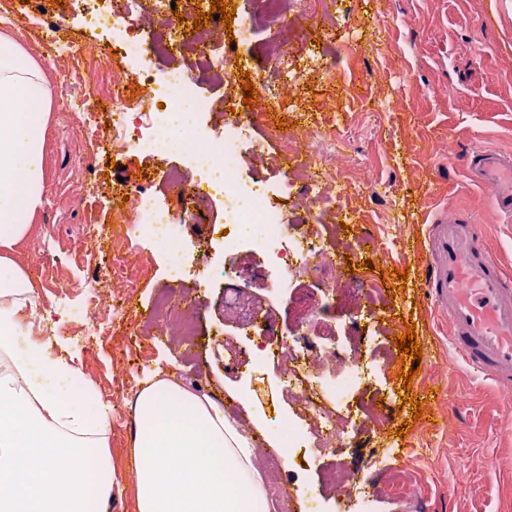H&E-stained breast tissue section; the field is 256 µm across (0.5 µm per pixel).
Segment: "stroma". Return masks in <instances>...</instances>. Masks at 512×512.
<instances>
[{
	"label": "stroma",
	"instance_id": "35a3bbf8",
	"mask_svg": "<svg viewBox=\"0 0 512 512\" xmlns=\"http://www.w3.org/2000/svg\"><path fill=\"white\" fill-rule=\"evenodd\" d=\"M331 13V20L297 27L294 45L297 57L324 55L332 79L307 72L294 93L284 96L281 108L284 116L305 113L321 123L328 119L323 104L335 98L349 112L343 152L350 170L344 192L335 201L351 215L346 236L355 241L369 232L386 244L394 230L402 232V247L387 262L374 260L366 250L352 252L350 263L359 270L364 261H371L370 278L380 281L393 298V318L408 316L415 322L422 350L421 359L410 356L402 364L378 365L375 375L348 400L349 407L357 409L373 396L386 398L385 440L396 449L386 462L410 466L422 482V501L382 498L376 512H512V400L455 360L448 346V324L424 294L431 270L417 256L433 239L436 218L453 209L466 210L481 224L494 255L512 270V223L496 215L491 190L473 185L463 167L475 125L485 127L488 147L512 154V0H335ZM59 17L68 37L111 45L108 31L86 28L73 8L50 2L42 7L37 0H14L12 22L0 23V35L37 56L51 92L50 121L42 134L44 203L29 217L28 233L14 247L15 260L30 275L41 271L44 260L58 262L35 297L30 317L35 324L57 309L58 288L110 266L112 210L125 190L148 186L161 202L173 206L177 199L166 186L168 172L182 170L188 181L196 177L177 156L161 160L134 149L99 150L100 139L112 132V99L100 90L85 91L94 108L88 133L77 136L66 127L56 72L75 68L76 63L54 51L38 53L34 46ZM450 86L455 96H447ZM80 158L87 164L86 201L75 205L72 168ZM196 213L197 227L185 229L188 247L201 259L223 262L224 253L211 234L212 225L224 221L220 203H197ZM93 224L98 227L94 237L88 232ZM399 269L408 272L402 291L395 275ZM201 272L200 266H189L186 277L176 282L156 260L139 280L133 302L142 312H149L159 297L186 295L194 303L198 324L195 336L165 339L156 342L147 357H131L130 378L141 384L181 356L178 377L213 397L225 412L240 415L251 434L260 435L263 419L287 411L288 402L279 394L275 367L252 373L242 363L225 365L226 343L247 352L259 342L252 328L225 318V290L232 287L272 303L277 333L289 336L295 329L300 289L316 287L317 282L303 274L296 277L294 288L276 293L260 288L247 271L231 282L217 279L200 288L196 279ZM323 312L335 334L331 345L340 353H347L356 341L373 352L395 343L382 327L347 310L339 297L328 296ZM55 346L66 351L107 401L112 359L133 343L124 328L116 326L106 341L91 347L64 339ZM404 366L419 369L407 390L397 376ZM250 385L258 395L245 414L238 394ZM410 393L422 402L420 414L404 403ZM457 395L465 401L452 416L448 400ZM419 448L426 449V456H416ZM374 455L373 442L355 439L334 456L283 459L280 479L293 493L288 512H304L306 500L298 492L315 488L321 489L327 512H340L337 493L321 487L320 472L340 458L360 470ZM487 455L498 462L491 480L477 466Z\"/></svg>",
	"mask_w": 512,
	"mask_h": 512
}]
</instances>
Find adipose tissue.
<instances>
[{
    "label": "adipose tissue",
    "instance_id": "adipose-tissue-1",
    "mask_svg": "<svg viewBox=\"0 0 512 512\" xmlns=\"http://www.w3.org/2000/svg\"><path fill=\"white\" fill-rule=\"evenodd\" d=\"M51 112L42 66L0 37V512H106L109 408L90 403L81 371L32 335L34 289L10 253L45 181L41 133ZM128 439L136 512H256L264 478L248 429L176 377L155 373L132 403Z\"/></svg>",
    "mask_w": 512,
    "mask_h": 512
}]
</instances>
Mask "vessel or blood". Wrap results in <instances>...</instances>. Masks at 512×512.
<instances>
[{
  "mask_svg": "<svg viewBox=\"0 0 512 512\" xmlns=\"http://www.w3.org/2000/svg\"><path fill=\"white\" fill-rule=\"evenodd\" d=\"M468 178L492 190L497 211L512 217V157L486 147L482 127L471 131ZM442 266L425 288L448 319L449 345L467 369L512 387V276L485 246L473 215L449 213Z\"/></svg>",
  "mask_w": 512,
  "mask_h": 512,
  "instance_id": "obj_1",
  "label": "vessel or blood"
}]
</instances>
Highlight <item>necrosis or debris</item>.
Masks as SVG:
<instances>
[{
  "mask_svg": "<svg viewBox=\"0 0 512 512\" xmlns=\"http://www.w3.org/2000/svg\"><path fill=\"white\" fill-rule=\"evenodd\" d=\"M87 27L112 31V49H96L69 39L62 50L74 60L85 61L77 76L81 85H92L112 97V147L120 151L133 148L154 157L179 154L199 175L197 181L183 183L178 173H170L169 183L177 190L179 209L158 205L148 188L128 193L126 206L112 216V268L110 272L92 273L84 283V303H71L68 294H60L66 305L65 321L46 323V338L65 335L94 345L110 333L113 321L128 317V296L137 280L146 274L151 259L128 250L130 237H137L155 248L167 263L168 272L183 276L190 257L183 250L186 225L194 223L193 205L199 200H219L224 205V254L235 257L243 250L263 252L272 259L280 275L274 286L284 291L299 270L317 275L327 290L367 309L371 317L382 318L388 300L372 280L348 278L336 264V247L329 235L339 230L346 215L325 206L320 190H339L344 185L342 171L329 159L341 150L342 139L335 126L303 131L296 127L281 133L283 149L273 163L279 170L275 186L247 183L242 172L249 156H264L263 145H247L245 130L255 116H267L280 109L283 89L295 88L300 77L292 70L294 45L288 38L293 18L310 22L315 14L310 0H258L256 11L238 14L234 19L239 44L247 54L256 56L276 72L280 87H273L264 74H256L257 90L252 114H225L219 130L201 125L200 113L212 111L214 102L204 96L186 70L173 67L159 73L154 62L174 53L194 54L198 65L223 86L225 93L237 87L238 61L225 54L220 25L194 29L198 7L208 0H108L98 7L97 0H75ZM177 29L180 40L146 36L156 17ZM275 29L274 37L261 39L264 29ZM120 55L124 66L116 68L113 55ZM136 71V82H128L126 67ZM305 177L312 193L306 196L304 216H287L275 205V198H290L298 177ZM295 333L281 336L275 331L271 314L251 304L243 296L226 301L228 315L242 317L261 336L253 353L251 368L276 366L290 409L270 424V433L279 437L287 453L300 449L319 455L334 452L342 437L374 439L386 419L377 403L366 404L361 413L346 412L353 390L372 376L360 353L339 354L329 349L331 326L320 315L323 296L314 289H304L299 301ZM324 484L343 492L345 498L369 504L380 494L390 496L414 493L415 486L406 471L394 469L383 481L372 478L370 471L351 469L346 463L322 474Z\"/></svg>",
  "mask_w": 512,
  "mask_h": 512,
  "instance_id": "obj_1",
  "label": "necrosis or debris"
}]
</instances>
